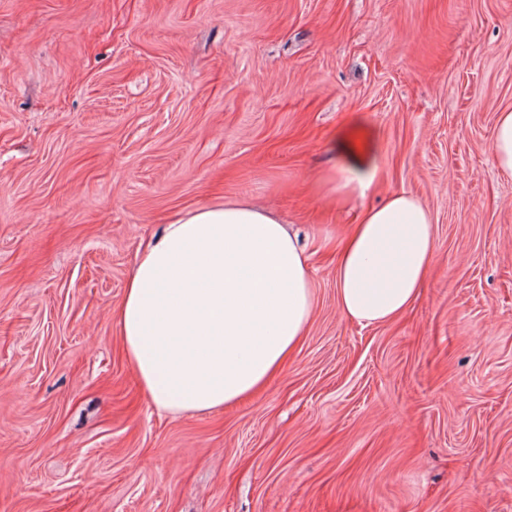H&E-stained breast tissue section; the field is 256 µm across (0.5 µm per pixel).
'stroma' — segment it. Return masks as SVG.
Instances as JSON below:
<instances>
[{"label": "stroma", "mask_w": 512, "mask_h": 512, "mask_svg": "<svg viewBox=\"0 0 512 512\" xmlns=\"http://www.w3.org/2000/svg\"><path fill=\"white\" fill-rule=\"evenodd\" d=\"M512 0H0V512H512ZM375 180L318 182L349 132ZM408 191L435 256L340 311L336 240ZM266 207L317 305L256 397L170 415L115 310L178 212ZM494 166L512 174V110L499 112L492 141Z\"/></svg>", "instance_id": "stroma-1"}]
</instances>
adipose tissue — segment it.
I'll list each match as a JSON object with an SVG mask.
<instances>
[{
	"label": "adipose tissue",
	"instance_id": "adipose-tissue-1",
	"mask_svg": "<svg viewBox=\"0 0 512 512\" xmlns=\"http://www.w3.org/2000/svg\"><path fill=\"white\" fill-rule=\"evenodd\" d=\"M324 179L345 205L374 179L371 142L345 136ZM435 229L419 198L390 193L361 213L336 255L342 314L392 320L417 297ZM307 257L287 224L250 201L198 207L166 224L140 255L117 311L138 383L171 413L233 407L254 396L307 335L315 310Z\"/></svg>",
	"mask_w": 512,
	"mask_h": 512
}]
</instances>
